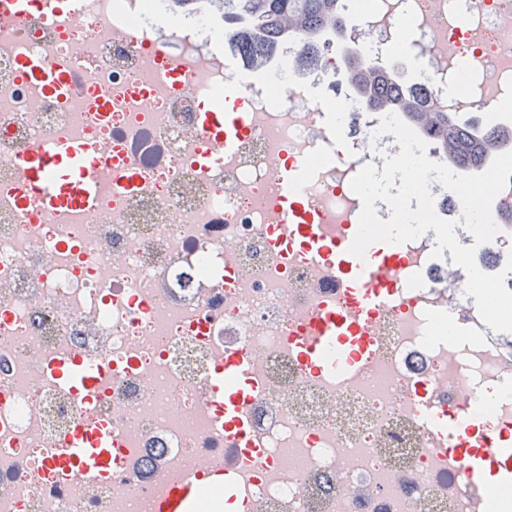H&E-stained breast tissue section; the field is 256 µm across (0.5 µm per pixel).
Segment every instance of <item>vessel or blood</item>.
<instances>
[{"mask_svg": "<svg viewBox=\"0 0 512 512\" xmlns=\"http://www.w3.org/2000/svg\"><path fill=\"white\" fill-rule=\"evenodd\" d=\"M29 13L49 22L72 16L70 0H0V22ZM23 73L45 91L63 95L69 88L66 72L38 56L23 58ZM248 113L211 109L202 112L199 124L197 156L203 165L223 166L240 138L249 132ZM24 192L34 194L47 209L80 204L92 205L97 181L117 177L131 183L132 175L113 170L111 159L87 145L74 142L46 143L33 147L21 161ZM277 196L273 221L291 244L323 262L331 271L333 288L352 298L351 304H336L315 315L305 330L299 346L302 364L313 371H330L340 363L355 359L367 338L360 331L376 310L389 307L401 283L399 245L387 244L377 251L357 257L349 247L357 233L354 224H327L302 204L303 190L296 172L284 170L276 178ZM241 359L229 353L223 364L207 381L224 424L247 434L243 391L231 390ZM56 373L78 394L93 396L102 383L103 364L99 359L77 355L56 366ZM420 423L432 433L448 438L453 455L460 461L471 486L488 490L486 460H493L499 481L512 482V447L496 444L493 437L480 433L481 410L469 403L454 412L437 406H425L419 413ZM115 441L108 425L96 417L70 432L64 446L52 459L55 468L81 475L102 473L111 465ZM199 483L191 475L172 479L159 497L157 512H197Z\"/></svg>", "mask_w": 512, "mask_h": 512, "instance_id": "1", "label": "vessel or blood"}]
</instances>
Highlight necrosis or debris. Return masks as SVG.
<instances>
[{"label": "necrosis or debris", "mask_w": 512, "mask_h": 512, "mask_svg": "<svg viewBox=\"0 0 512 512\" xmlns=\"http://www.w3.org/2000/svg\"><path fill=\"white\" fill-rule=\"evenodd\" d=\"M165 3L80 0L67 21L0 28V512H150L173 472H196L201 456L235 471L245 512H489L449 464L447 440L416 420L424 397L442 408L475 401L491 431L512 429V357L474 298L428 279L434 231L403 244L406 286L371 316L364 357L324 375L295 350L336 292L271 213L277 173L295 167L314 211L357 223L351 178L401 148L378 135L382 113L317 92L353 48L369 65L400 64L399 19L413 26V79L437 107L496 110L512 87V0L349 9L315 71L299 70L290 48L252 71L239 107L253 130L212 169L195 160L199 112L221 103L234 75L209 61L210 18L155 27ZM134 32L162 42L190 77L168 87ZM25 54L67 70V94H43L19 67ZM458 83L466 94L449 93ZM65 138L133 168L138 186L103 182L85 209L22 208V155ZM182 285L189 297L174 302L169 290ZM230 351L247 362L256 451L236 447L205 386ZM75 354L108 366L93 400L51 371ZM93 411L119 442L109 472L48 469ZM286 453L303 467L282 473Z\"/></svg>", "instance_id": "necrosis-or-debris-1"}]
</instances>
